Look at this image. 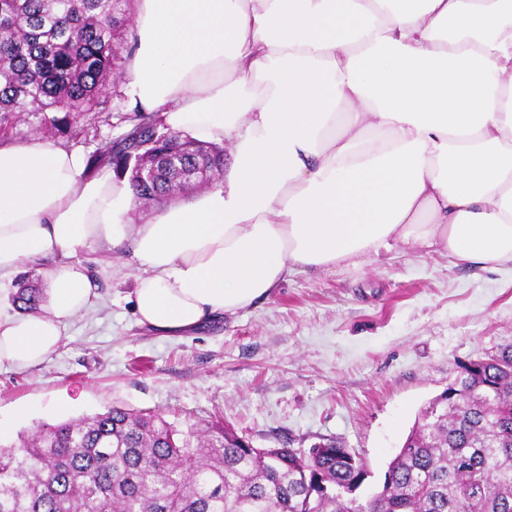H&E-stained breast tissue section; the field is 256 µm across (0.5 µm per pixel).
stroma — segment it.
Segmentation results:
<instances>
[{
    "label": "stroma",
    "mask_w": 512,
    "mask_h": 512,
    "mask_svg": "<svg viewBox=\"0 0 512 512\" xmlns=\"http://www.w3.org/2000/svg\"><path fill=\"white\" fill-rule=\"evenodd\" d=\"M105 100L108 122L77 139L85 151L126 129L118 83ZM76 257L95 272L100 303L50 360L0 369L2 446L115 406L183 424L220 416L259 448L343 440L368 464L369 494L460 364L512 344V264L484 270L441 248L395 242L358 269L299 273L254 306L171 338L134 321L140 265L130 251Z\"/></svg>",
    "instance_id": "stroma-1"
}]
</instances>
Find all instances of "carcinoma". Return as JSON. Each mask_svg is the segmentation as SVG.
<instances>
[{"instance_id":"1","label":"carcinoma","mask_w":512,"mask_h":512,"mask_svg":"<svg viewBox=\"0 0 512 512\" xmlns=\"http://www.w3.org/2000/svg\"><path fill=\"white\" fill-rule=\"evenodd\" d=\"M133 2L0 0V138L23 117L51 135L102 121ZM126 122L88 171L122 178L146 157L178 155L150 181L130 176L137 201L168 200L224 167L222 146L161 132L152 113ZM41 298L25 283L14 302L34 311ZM345 448H258L221 420L183 428L112 407L0 446V512H512V345L463 364L421 409L377 491L359 493L367 465Z\"/></svg>"}]
</instances>
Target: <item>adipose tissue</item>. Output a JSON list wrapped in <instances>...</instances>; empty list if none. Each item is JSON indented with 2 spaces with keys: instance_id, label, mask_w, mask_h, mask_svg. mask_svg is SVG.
Segmentation results:
<instances>
[{
  "instance_id": "adipose-tissue-1",
  "label": "adipose tissue",
  "mask_w": 512,
  "mask_h": 512,
  "mask_svg": "<svg viewBox=\"0 0 512 512\" xmlns=\"http://www.w3.org/2000/svg\"><path fill=\"white\" fill-rule=\"evenodd\" d=\"M129 38V109L232 160L137 224L111 168L1 141L0 279L54 263L41 313L0 315V369L49 360L96 306L80 249L131 250L135 320L163 336L394 240L512 263V0H135Z\"/></svg>"
}]
</instances>
